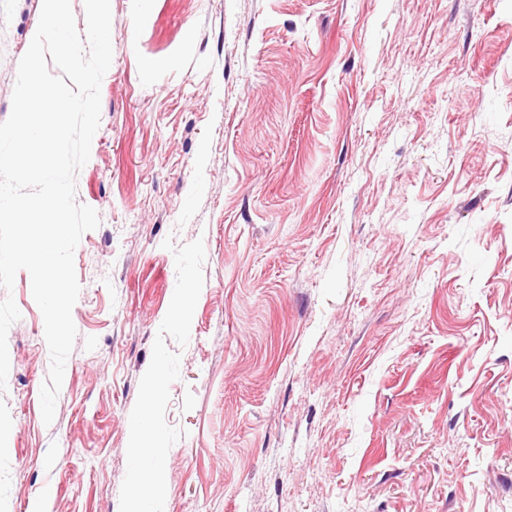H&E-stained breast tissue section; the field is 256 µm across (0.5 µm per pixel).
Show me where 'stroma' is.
I'll list each match as a JSON object with an SVG mask.
<instances>
[{
	"mask_svg": "<svg viewBox=\"0 0 512 512\" xmlns=\"http://www.w3.org/2000/svg\"><path fill=\"white\" fill-rule=\"evenodd\" d=\"M110 4L51 424L0 287V512H127L145 414L159 512H512V0ZM41 7L0 0V122Z\"/></svg>",
	"mask_w": 512,
	"mask_h": 512,
	"instance_id": "obj_1",
	"label": "stroma"
}]
</instances>
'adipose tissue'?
<instances>
[{
	"mask_svg": "<svg viewBox=\"0 0 512 512\" xmlns=\"http://www.w3.org/2000/svg\"><path fill=\"white\" fill-rule=\"evenodd\" d=\"M132 466L137 487L129 501L128 512H156L158 495L165 484L166 473L158 463V443L149 418H142L133 430Z\"/></svg>",
	"mask_w": 512,
	"mask_h": 512,
	"instance_id": "1",
	"label": "adipose tissue"
}]
</instances>
